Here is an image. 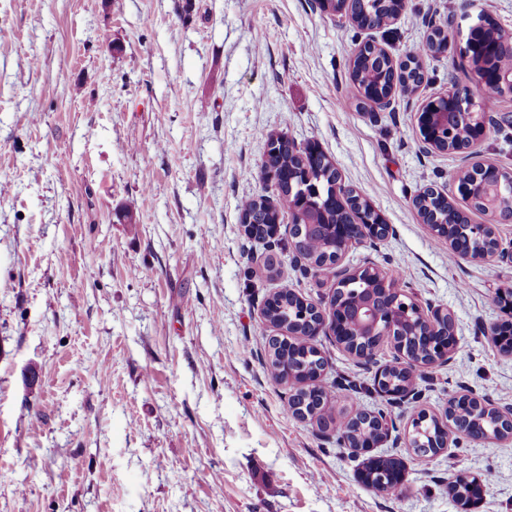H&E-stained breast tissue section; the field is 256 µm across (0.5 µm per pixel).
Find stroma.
Returning a JSON list of instances; mask_svg holds the SVG:
<instances>
[{"label": "stroma", "instance_id": "stroma-1", "mask_svg": "<svg viewBox=\"0 0 512 512\" xmlns=\"http://www.w3.org/2000/svg\"><path fill=\"white\" fill-rule=\"evenodd\" d=\"M482 14L512 32V0H407L374 30L311 0H0V512H459L462 473L484 481L471 512H512V442L405 443L414 407L441 413L464 390L512 405V356L485 336L512 264L449 260L413 204L431 188L487 221L453 182L469 157L423 150L414 123L449 83L474 87ZM436 27L448 51L416 94L359 105L358 47L402 59ZM495 118L477 149L512 171V97ZM275 135L318 143L391 224L345 264L454 315L457 348L416 374L414 406L314 341L337 414L392 420L378 453L402 461L398 492L362 485V457L289 416L267 375L265 299L325 304L336 286L294 259L289 224L268 245L240 223L242 200L277 195L262 177Z\"/></svg>", "mask_w": 512, "mask_h": 512}]
</instances>
